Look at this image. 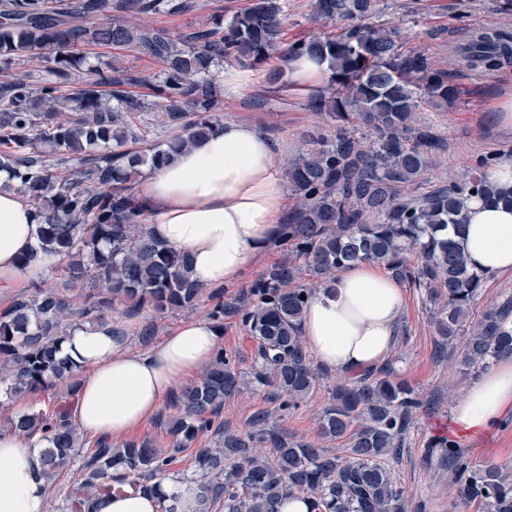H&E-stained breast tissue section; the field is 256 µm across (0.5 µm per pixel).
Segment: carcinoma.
Segmentation results:
<instances>
[{
  "instance_id": "1",
  "label": "carcinoma",
  "mask_w": 512,
  "mask_h": 512,
  "mask_svg": "<svg viewBox=\"0 0 512 512\" xmlns=\"http://www.w3.org/2000/svg\"><path fill=\"white\" fill-rule=\"evenodd\" d=\"M190 0H0V68L26 57L47 62L32 83L15 75L0 82V172L39 221L38 251L23 265L57 272L65 289L34 282L33 295L0 313V386L7 398L66 386L56 409L10 419L41 445L42 473L77 463L78 478L62 512H93L103 495L129 487L161 492L157 477L181 459L202 434L214 445L190 462L186 494L163 495L162 512H279L283 496L301 491L315 512H407L404 491L388 460L402 446L423 402L386 368L355 371L336 382L318 417V440H295L256 411L249 430L232 431L214 419L224 402L266 388L282 411L299 408L319 382L305 351L302 323L317 288L333 284L350 265L383 267L398 282L444 299L437 330L452 342L483 287L450 231L465 223L464 200L512 196L489 180L499 161L482 155L461 183L421 196L433 156L445 143L415 117L421 104L438 109L460 101V89L427 54L408 46L398 28L367 23L373 0H311L312 15L342 25L319 36L290 40L287 0H250L230 18H214L193 32L125 24L121 15L187 11ZM131 46L160 70L146 78L113 60L90 62L87 46ZM455 64L494 71L512 59V33L476 31L451 50ZM307 57L326 65L325 84L307 94L308 108L336 121L333 132L288 161L283 179L298 197L274 246L279 261L235 297L207 291L193 280L186 254L150 238L135 185L196 140L216 133L224 63L247 62L267 82L284 81L288 62ZM81 88L65 93L75 76ZM148 85L152 101L131 88ZM110 89L105 90L103 86ZM153 113L154 121L144 120ZM88 288L97 306L132 317L149 306L159 313L193 310L203 299L218 329L236 318L258 343L250 375L216 350L194 383L173 397L163 420L171 438L117 445L103 439L83 450L69 412L80 365L62 355L70 331L81 326L66 289ZM512 356V299L486 312L466 338L461 365L475 368ZM346 439L341 458L322 443ZM455 474L461 499L482 512H512V470L474 465L451 444H437Z\"/></svg>"
}]
</instances>
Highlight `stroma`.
<instances>
[{
	"mask_svg": "<svg viewBox=\"0 0 512 512\" xmlns=\"http://www.w3.org/2000/svg\"><path fill=\"white\" fill-rule=\"evenodd\" d=\"M192 10L176 14L131 17L134 25L164 28L173 33L197 29L213 16H231L249 0H193ZM504 0H374L379 19L398 26L408 45L425 50L435 63L451 70V46L463 42L477 28L511 27L512 12L502 8ZM245 81L236 92H221L218 115L223 121L254 125L275 144L277 162L286 165L298 152L312 147L315 139L328 134L326 122L311 112L304 96L282 92L269 86L262 72L241 65ZM452 81L462 89L461 100L442 111L424 105L417 112L421 123L431 126L448 144L447 151L435 157L429 172L430 182H463L477 156L512 152V137L500 133L494 122L495 110L505 92L512 90V64L493 73L453 72ZM405 310L400 338L389 362L397 380L415 388L423 407L389 468L405 492L410 512H474L460 500L452 472L432 452L431 442L445 437L460 448L475 464L492 463L512 469V412L500 422L479 433H469L454 421L455 406L467 388L482 377L479 369H464L460 353L465 341L457 336L442 343L436 328L437 307L424 289L404 284ZM512 297V272L484 280L465 322L476 327L483 314ZM209 301L196 309L176 314H159L144 308L138 318L125 321V340L129 349L147 350L139 331L150 324L156 336L184 322L205 319ZM218 344L232 356L236 366L249 370L256 354V343L234 319L225 321ZM336 382L323 373L313 393L293 412L279 411L268 402L265 392H246L225 402L219 416L226 427L247 429L253 413L266 408L270 423L284 428L298 440L317 438V415L328 404Z\"/></svg>",
	"mask_w": 512,
	"mask_h": 512,
	"instance_id": "stroma-1",
	"label": "stroma"
}]
</instances>
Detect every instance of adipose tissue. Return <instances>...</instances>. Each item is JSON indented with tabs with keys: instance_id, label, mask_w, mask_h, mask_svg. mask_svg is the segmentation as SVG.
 <instances>
[{
	"instance_id": "adipose-tissue-1",
	"label": "adipose tissue",
	"mask_w": 512,
	"mask_h": 512,
	"mask_svg": "<svg viewBox=\"0 0 512 512\" xmlns=\"http://www.w3.org/2000/svg\"><path fill=\"white\" fill-rule=\"evenodd\" d=\"M158 242L185 251L192 276L210 287L238 281L277 237L285 188L273 142L249 124L227 121L219 131L142 179ZM468 221L455 236L474 270L512 269V206L468 199ZM38 221L16 191L0 190V288H28L39 266L20 259L37 244ZM405 306L391 275L362 262L334 286L317 289L305 311L307 350L322 368L339 373L374 369L390 358ZM217 329L194 320L171 330L145 352L125 348L110 327L75 330L64 349L85 373L70 411L82 430L120 440L149 420L190 372L206 366ZM512 409V358H503L467 389L454 409L467 430H483ZM161 494L104 495L95 512H161ZM47 488L39 456L16 435L0 434V512H46Z\"/></svg>"
}]
</instances>
